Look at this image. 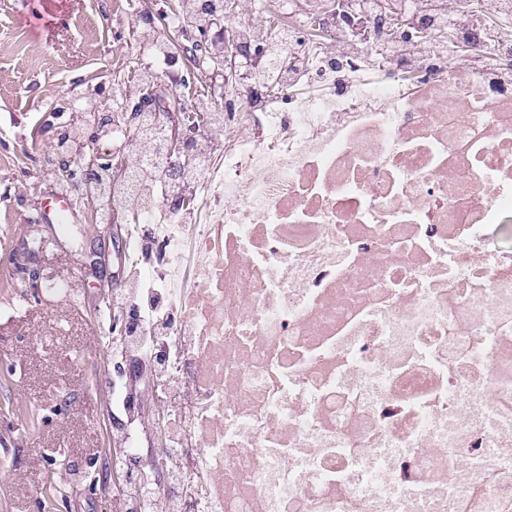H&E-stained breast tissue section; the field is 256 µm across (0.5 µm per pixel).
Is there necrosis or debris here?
I'll list each match as a JSON object with an SVG mask.
<instances>
[{
	"label": "necrosis or debris",
	"mask_w": 512,
	"mask_h": 512,
	"mask_svg": "<svg viewBox=\"0 0 512 512\" xmlns=\"http://www.w3.org/2000/svg\"><path fill=\"white\" fill-rule=\"evenodd\" d=\"M341 4L312 0L332 59L233 20L257 69L298 56L282 79L314 92L225 87L239 109L223 164L201 140L198 205L157 209L134 174L115 195L177 227L156 237L180 256L167 288L128 296L180 322L125 337L167 350V395L194 393L148 458L167 512H512V250L486 247L512 231V81L393 34L408 0ZM349 13L379 20L386 67Z\"/></svg>",
	"instance_id": "necrosis-or-debris-1"
}]
</instances>
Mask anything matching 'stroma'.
Returning a JSON list of instances; mask_svg holds the SVG:
<instances>
[{"label": "stroma", "instance_id": "obj_1", "mask_svg": "<svg viewBox=\"0 0 512 512\" xmlns=\"http://www.w3.org/2000/svg\"><path fill=\"white\" fill-rule=\"evenodd\" d=\"M241 16L308 22L306 0H241ZM172 0H0V360L13 374L0 404L28 408V422L0 417V512H43L49 459L69 473L71 512H128L127 492L96 495L78 473L110 470L131 422L142 447L154 445L146 413L187 419L190 395L170 400L150 370L114 374L124 339L95 311L123 303L133 278L159 277L160 263L135 258L143 242L129 224H96L77 188L59 184L44 159L60 132L85 127L90 109L114 111L113 85L149 63L151 42L183 43ZM52 195L66 197L68 224L38 222ZM25 257L66 298L19 300L13 263Z\"/></svg>", "mask_w": 512, "mask_h": 512}]
</instances>
